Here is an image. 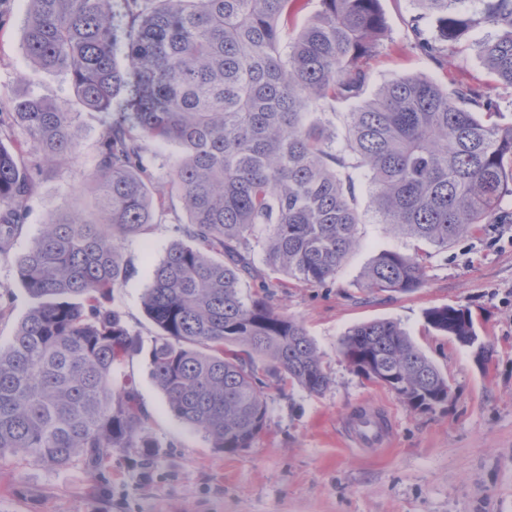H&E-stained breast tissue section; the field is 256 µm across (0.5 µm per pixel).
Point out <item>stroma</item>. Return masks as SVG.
I'll list each match as a JSON object with an SVG mask.
<instances>
[{
	"mask_svg": "<svg viewBox=\"0 0 512 512\" xmlns=\"http://www.w3.org/2000/svg\"><path fill=\"white\" fill-rule=\"evenodd\" d=\"M389 37L369 62L372 85L398 77H426L440 83L480 79L506 100L500 124L512 123V89L492 81L474 53L438 69L410 46L411 0H381ZM10 16L0 27V101L21 92L50 99L70 95L64 75L31 70L22 46L23 0H0ZM28 73L19 83V73ZM109 120L104 112H81L80 157L42 179L26 202L24 229L0 253V345H7L31 306L17 271V259L44 225L62 211L88 209L94 155ZM365 222L360 246L334 282L296 286L286 275L271 279L277 309L301 321L330 375L319 395L270 382L268 418L251 448L226 454L203 434L179 421L149 375L143 354L125 368L149 414L148 432L158 445L149 464L113 451L99 472L81 459L50 468L34 458L0 459V512H512V223L486 224L436 253L423 288L409 294H372L360 285L363 268L383 250L414 252L415 241L377 223L365 184L357 186ZM143 236L126 240L123 257L130 276L114 298L144 350L157 334L141 297L153 270L179 239L187 214L178 198ZM451 305L468 309L480 346H463L432 328L426 309ZM392 319L447 377L452 397L427 412L409 409L392 391L357 375L340 353L352 326ZM384 409L393 435L381 450L353 447L347 419L360 405Z\"/></svg>",
	"mask_w": 512,
	"mask_h": 512,
	"instance_id": "obj_1",
	"label": "stroma"
}]
</instances>
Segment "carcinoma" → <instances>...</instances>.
<instances>
[{
	"instance_id": "carcinoma-1",
	"label": "carcinoma",
	"mask_w": 512,
	"mask_h": 512,
	"mask_svg": "<svg viewBox=\"0 0 512 512\" xmlns=\"http://www.w3.org/2000/svg\"><path fill=\"white\" fill-rule=\"evenodd\" d=\"M290 0H25L31 66L65 75L77 104L106 112L89 214L46 225L18 260L35 300L0 346V458L99 470L115 449L143 461L158 445L124 366L142 352L111 305L128 277L122 243L164 207L147 142L174 143L171 189L188 219L142 296L158 328L150 376L173 415L211 447H251L267 419V381L309 395L330 384L299 320L279 312L272 274L325 286L359 246L356 181L378 223L437 250L503 224L512 197V125L479 80L442 85L395 77L368 91L367 60L388 38L380 0H319L282 49ZM413 44L440 66L470 50L512 89V0H413ZM490 28L493 33L474 38ZM355 103L338 133L322 112ZM0 252L25 223L40 177L76 160V113L26 93L0 106ZM433 253L384 250L362 275L371 293L424 286ZM256 286L246 293L243 286ZM434 330L478 340L471 313L426 309ZM353 370L376 374L409 408L448 403V378L392 319L357 324L340 341Z\"/></svg>"
}]
</instances>
